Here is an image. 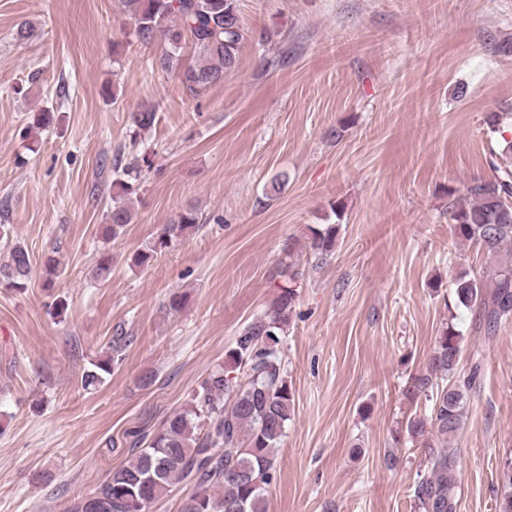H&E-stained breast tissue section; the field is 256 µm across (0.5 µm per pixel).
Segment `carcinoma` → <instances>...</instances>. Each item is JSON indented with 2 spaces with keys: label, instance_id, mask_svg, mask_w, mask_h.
I'll list each match as a JSON object with an SVG mask.
<instances>
[{
  "label": "carcinoma",
  "instance_id": "obj_1",
  "mask_svg": "<svg viewBox=\"0 0 512 512\" xmlns=\"http://www.w3.org/2000/svg\"><path fill=\"white\" fill-rule=\"evenodd\" d=\"M133 23V35L143 45L163 41L162 51L148 63L149 72L175 77L191 96H199L224 81L252 35L240 15L239 0H119ZM191 42L195 60L186 61L184 45ZM156 108L145 105L129 114L130 138L154 126ZM145 156H134L115 169L113 205L102 236L114 240L133 223L128 205L137 194ZM496 172L467 188L468 197L451 204L450 219L458 239L490 255L512 251V168L493 165ZM198 215L189 208L162 225L157 236L135 251L134 267L145 268L158 254L195 229ZM309 249L316 264L336 251L337 228L324 224L309 228ZM112 276V254L100 253L92 272L97 283ZM281 279L272 305L255 315L235 336L224 364L211 371L193 391L187 406L171 413L143 447L132 450L127 463L112 470L94 492L78 499L72 512H148L156 500L178 483L193 486L182 512H267L266 493L277 470L275 451L284 437L294 405L280 345L288 335L297 298L294 283L303 276L293 260L276 270ZM31 279L29 252L19 243L0 266V284L22 291ZM457 304L476 313L491 333L512 319V264L499 267L491 282L464 272L454 280ZM130 337L116 333L104 354L93 359L82 374V387L95 388L112 375L123 360ZM463 333L454 327L436 341L425 370L410 376L403 394L413 401L430 402L428 413L412 415L406 430L425 438L429 448L427 470L419 476L413 497L420 512H455L457 497L454 442L461 433L471 399L477 393L482 357L475 351L470 370L460 369ZM499 512H512V460L504 464V491Z\"/></svg>",
  "mask_w": 512,
  "mask_h": 512
}]
</instances>
